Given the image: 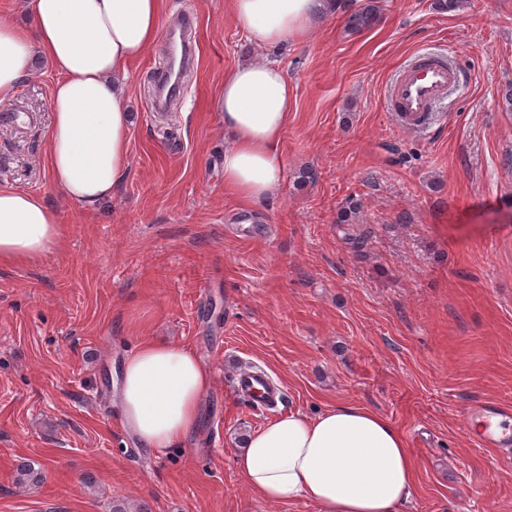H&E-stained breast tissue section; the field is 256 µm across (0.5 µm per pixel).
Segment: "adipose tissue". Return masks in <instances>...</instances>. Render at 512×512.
Instances as JSON below:
<instances>
[{"mask_svg":"<svg viewBox=\"0 0 512 512\" xmlns=\"http://www.w3.org/2000/svg\"><path fill=\"white\" fill-rule=\"evenodd\" d=\"M258 48L305 40L333 0H226ZM28 22L0 16V105L44 57L56 74L47 158L55 190L85 210L110 200L129 165L131 117L120 77L162 27L160 0H27ZM295 103L277 64L252 61L224 74L217 108L229 140L224 192L254 205L279 187L281 142ZM55 207L35 193L0 189V265L39 264L62 240ZM213 375L193 349L140 337L126 358L121 427L163 453L200 424ZM245 486L269 503L311 501L316 512H404L416 484L414 455L392 420L354 403L310 416L291 411L253 431L236 458Z\"/></svg>","mask_w":512,"mask_h":512,"instance_id":"adipose-tissue-1","label":"adipose tissue"}]
</instances>
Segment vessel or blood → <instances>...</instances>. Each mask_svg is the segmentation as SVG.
Listing matches in <instances>:
<instances>
[{
	"label": "vessel or blood",
	"instance_id": "b4317fda",
	"mask_svg": "<svg viewBox=\"0 0 512 512\" xmlns=\"http://www.w3.org/2000/svg\"><path fill=\"white\" fill-rule=\"evenodd\" d=\"M165 40L169 60L151 101L152 109L157 111L165 108L169 98L181 94L182 70L196 54L195 42L187 39L181 29H167ZM462 80L461 73L444 58L428 52L417 53L413 63L401 70L388 90L389 110L403 129L427 130L435 104ZM237 389L260 405L277 403L280 398L278 390L256 371L242 373Z\"/></svg>",
	"mask_w": 512,
	"mask_h": 512
}]
</instances>
